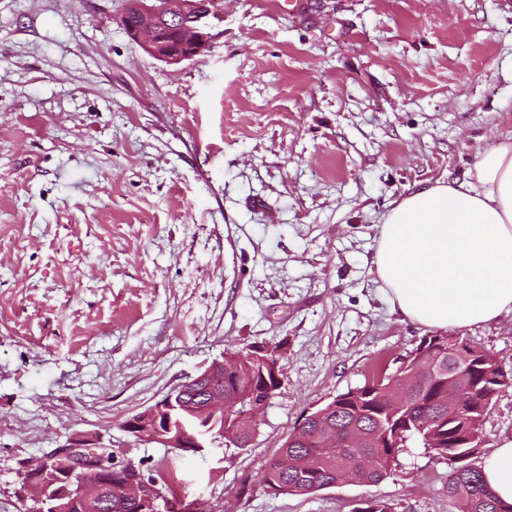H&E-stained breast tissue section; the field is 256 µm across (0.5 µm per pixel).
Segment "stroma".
Masks as SVG:
<instances>
[{
  "label": "stroma",
  "mask_w": 512,
  "mask_h": 512,
  "mask_svg": "<svg viewBox=\"0 0 512 512\" xmlns=\"http://www.w3.org/2000/svg\"><path fill=\"white\" fill-rule=\"evenodd\" d=\"M222 0L167 65L127 0H0V512L70 438L175 469L176 512H448L422 448L381 482L245 492L290 430L396 373L429 328L373 274L394 201L512 137V0ZM512 370V314L458 330ZM284 343L249 447L180 459L124 423L211 361ZM512 437V387L481 454Z\"/></svg>",
  "instance_id": "1"
}]
</instances>
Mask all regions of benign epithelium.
<instances>
[{
  "label": "benign epithelium",
  "instance_id": "obj_1",
  "mask_svg": "<svg viewBox=\"0 0 512 512\" xmlns=\"http://www.w3.org/2000/svg\"><path fill=\"white\" fill-rule=\"evenodd\" d=\"M221 0H132L129 9L138 16V22H128L127 16L120 24L128 36L153 58L168 65H178L205 55L211 47L213 35L209 18L218 16ZM143 423L129 420L127 432L150 441H158L170 448H201L198 440L183 437L165 439L147 436L141 430ZM88 443L72 439L66 445L52 450L43 457L45 468L36 482L30 484L32 500L47 504L55 499L56 485L64 483L70 492L83 499L85 512H98L106 504L105 498L95 499L91 491L109 493L112 485L108 476L112 473V449L90 454ZM126 490L131 502L146 506L155 500L156 488L144 481L137 467L125 462Z\"/></svg>",
  "mask_w": 512,
  "mask_h": 512
}]
</instances>
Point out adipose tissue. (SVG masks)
I'll list each match as a JSON object with an SVG mask.
<instances>
[{
    "instance_id": "obj_1",
    "label": "adipose tissue",
    "mask_w": 512,
    "mask_h": 512,
    "mask_svg": "<svg viewBox=\"0 0 512 512\" xmlns=\"http://www.w3.org/2000/svg\"><path fill=\"white\" fill-rule=\"evenodd\" d=\"M373 265L392 305L421 326L470 328L512 313V139L490 147L470 179L395 201ZM482 473L512 502V438L498 442Z\"/></svg>"
}]
</instances>
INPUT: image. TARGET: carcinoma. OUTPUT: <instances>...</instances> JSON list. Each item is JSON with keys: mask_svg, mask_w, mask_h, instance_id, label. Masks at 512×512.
Returning <instances> with one entry per match:
<instances>
[{"mask_svg": "<svg viewBox=\"0 0 512 512\" xmlns=\"http://www.w3.org/2000/svg\"><path fill=\"white\" fill-rule=\"evenodd\" d=\"M426 336L391 377L336 395L288 433L277 456L266 464L260 484L274 495L303 496L335 485L355 465L354 480L370 485L389 477L403 448L420 445L435 458L476 457L487 410L481 399L512 387V372L501 369L495 356L476 346L468 348L474 368L462 371L448 354V345ZM284 351L256 356L245 348L224 357L214 386L224 394L227 412L205 414L208 382L174 389L166 431L175 437L186 431H208L209 441L245 448L254 429H243L237 418L252 412L254 403L270 399L281 381ZM125 470H112V500L106 512H137L124 490ZM448 502L456 512H512L484 483L481 467L449 471Z\"/></svg>", "mask_w": 512, "mask_h": 512, "instance_id": "obj_1", "label": "carcinoma"}]
</instances>
